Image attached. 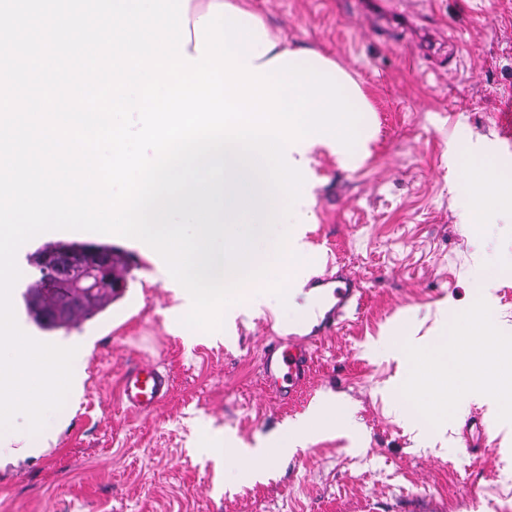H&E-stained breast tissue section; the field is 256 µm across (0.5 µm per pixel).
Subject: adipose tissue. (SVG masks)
Returning <instances> with one entry per match:
<instances>
[{"instance_id":"obj_1","label":"adipose tissue","mask_w":512,"mask_h":512,"mask_svg":"<svg viewBox=\"0 0 512 512\" xmlns=\"http://www.w3.org/2000/svg\"><path fill=\"white\" fill-rule=\"evenodd\" d=\"M460 178L464 187L461 222L465 229L483 226L500 212H512L511 173L489 162L469 161L462 166ZM493 321L488 310L476 306L469 317L451 328L449 336L412 352V367L405 383L412 412H447L450 390L480 389L478 371L463 366L456 353L464 350L476 359L487 358L500 342L491 331Z\"/></svg>"}]
</instances>
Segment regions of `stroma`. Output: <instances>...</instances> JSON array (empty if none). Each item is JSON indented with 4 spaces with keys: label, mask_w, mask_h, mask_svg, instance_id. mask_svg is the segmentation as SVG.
<instances>
[{
    "label": "stroma",
    "mask_w": 512,
    "mask_h": 512,
    "mask_svg": "<svg viewBox=\"0 0 512 512\" xmlns=\"http://www.w3.org/2000/svg\"><path fill=\"white\" fill-rule=\"evenodd\" d=\"M289 45L335 60L361 86L374 135L364 165L343 169L314 154V221L297 225L313 248L309 277L348 276L363 288L358 311L318 341L297 399L266 391L259 355L289 331L271 313L232 309L221 329L186 328L166 264L116 234L50 230L20 246L12 291L20 328L89 352L82 393L60 413L67 426L37 456L0 467V512H512V409L482 392L462 410L414 422L404 379L409 351L439 340L482 303L494 333L512 336V273L483 294L490 262L512 254V219L462 227L460 142L512 172L499 134L512 110V0H252ZM48 241L109 244L129 256L126 287L81 328L45 332L22 294L27 257ZM149 360L171 378L167 402L134 414L120 400L127 367ZM336 410L319 435L266 479L241 482L235 461L207 448L224 436L252 447L311 411ZM473 416L489 423L472 455L461 436Z\"/></svg>",
    "instance_id": "1"
}]
</instances>
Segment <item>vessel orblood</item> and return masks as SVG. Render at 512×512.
Here are the masks:
<instances>
[{
    "label": "vessel or blood",
    "mask_w": 512,
    "mask_h": 512,
    "mask_svg": "<svg viewBox=\"0 0 512 512\" xmlns=\"http://www.w3.org/2000/svg\"><path fill=\"white\" fill-rule=\"evenodd\" d=\"M354 294L352 286L336 288L331 313L333 322L343 324ZM313 343V338L298 335L288 347H266L259 359L264 388L282 397L295 398L313 363ZM170 389L169 376L151 362L137 363L121 375V400L140 413L157 409L167 399Z\"/></svg>",
    "instance_id": "1"
}]
</instances>
